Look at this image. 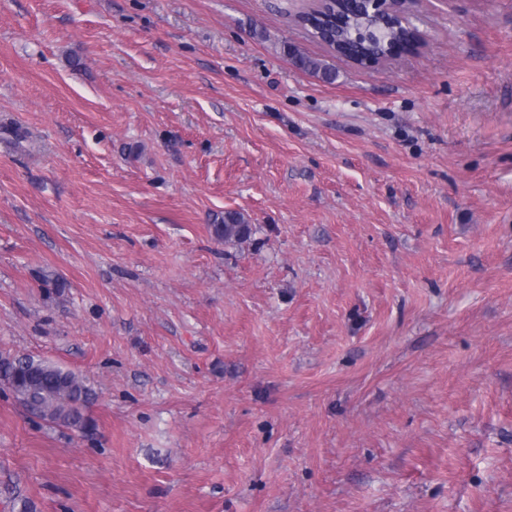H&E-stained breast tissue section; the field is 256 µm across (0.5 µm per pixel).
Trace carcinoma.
Segmentation results:
<instances>
[{"mask_svg": "<svg viewBox=\"0 0 512 512\" xmlns=\"http://www.w3.org/2000/svg\"><path fill=\"white\" fill-rule=\"evenodd\" d=\"M315 21L313 37L327 43L336 53L353 56L360 62L376 61L389 52L392 44L413 36V30L395 25L389 14L356 15L348 10L347 0L326 4L317 13L303 16ZM296 66L331 82L333 72L317 59L288 48ZM212 235L219 242L243 243L255 233L244 215L226 211L214 220ZM0 381L26 410L60 427L85 431L91 427L85 410L91 392L78 374L33 356L1 357Z\"/></svg>", "mask_w": 512, "mask_h": 512, "instance_id": "carcinoma-1", "label": "carcinoma"}]
</instances>
